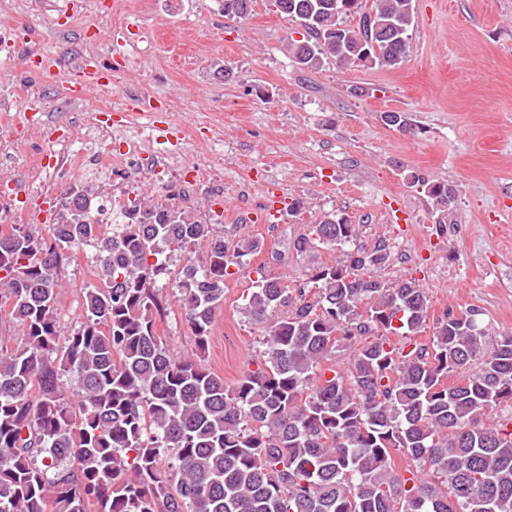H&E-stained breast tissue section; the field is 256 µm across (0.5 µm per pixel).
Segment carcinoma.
<instances>
[{"instance_id":"obj_1","label":"carcinoma","mask_w":512,"mask_h":512,"mask_svg":"<svg viewBox=\"0 0 512 512\" xmlns=\"http://www.w3.org/2000/svg\"><path fill=\"white\" fill-rule=\"evenodd\" d=\"M342 2L272 0L300 26L286 45L296 66L405 61L413 0ZM254 3L221 0L238 19ZM413 184L444 209L455 200L444 180ZM92 209L72 188L47 233L0 225V295L21 327L0 336V512H512V416L482 421L512 406V336L484 351L478 310L445 312L431 345H411L429 319L426 292L383 279L388 247L356 244L357 225L327 214L293 241L297 255L351 249L312 268L307 289L253 282L244 310L265 325L262 348L229 388L157 336L160 290L202 352L229 268L247 269L263 242L230 243L159 202L133 204L108 231ZM202 240L197 259L188 247ZM78 246L95 249L100 281L64 334L55 304ZM454 373L464 377L450 384ZM396 453L414 463L410 476L395 472Z\"/></svg>"}]
</instances>
